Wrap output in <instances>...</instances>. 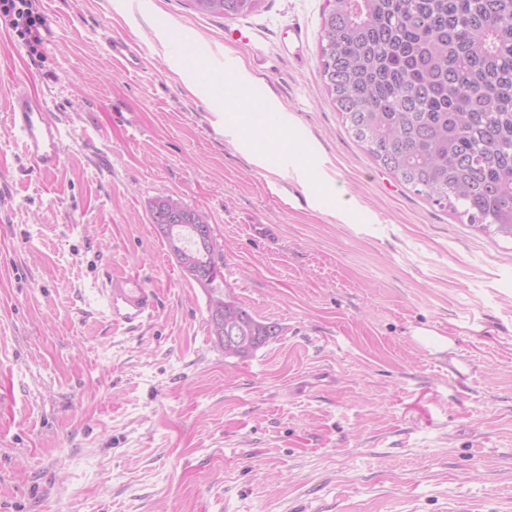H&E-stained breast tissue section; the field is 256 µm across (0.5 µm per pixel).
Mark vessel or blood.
<instances>
[{"instance_id": "vessel-or-blood-1", "label": "vessel or blood", "mask_w": 512, "mask_h": 512, "mask_svg": "<svg viewBox=\"0 0 512 512\" xmlns=\"http://www.w3.org/2000/svg\"><path fill=\"white\" fill-rule=\"evenodd\" d=\"M109 48L113 61L124 71L141 68L142 57L133 45L114 39ZM7 117L10 127L21 138L26 157L36 168L43 173L57 170L63 160L67 131L51 118L46 100L16 89ZM102 293L112 321L130 329L141 326L157 308L154 291L135 278H109L102 286Z\"/></svg>"}]
</instances>
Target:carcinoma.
Segmentation results:
<instances>
[{"label":"carcinoma","instance_id":"obj_1","mask_svg":"<svg viewBox=\"0 0 512 512\" xmlns=\"http://www.w3.org/2000/svg\"><path fill=\"white\" fill-rule=\"evenodd\" d=\"M201 13L233 18L262 0H190ZM321 78L348 131L374 162L417 194L487 233L512 238V0H327L320 35ZM171 197L151 204L163 234L191 248L211 226L201 210L170 218ZM252 357L279 336L224 293L214 251L187 276Z\"/></svg>","mask_w":512,"mask_h":512}]
</instances>
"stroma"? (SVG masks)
Masks as SVG:
<instances>
[{"instance_id":"stroma-1","label":"stroma","mask_w":512,"mask_h":512,"mask_svg":"<svg viewBox=\"0 0 512 512\" xmlns=\"http://www.w3.org/2000/svg\"><path fill=\"white\" fill-rule=\"evenodd\" d=\"M325 5L36 0L35 55L0 18V512H512V241L348 133L320 77ZM177 47L249 72L287 164L253 163L228 72ZM16 84L68 132L53 173L6 120ZM159 196L210 215L225 293L279 325L253 357L214 345ZM125 275L159 298L133 331L98 294ZM193 8L201 13L233 18L256 12L263 0H189ZM202 3H209L204 7ZM109 48L113 61L124 71L131 72L141 68V54L133 45L123 40L111 39Z\"/></svg>"}]
</instances>
